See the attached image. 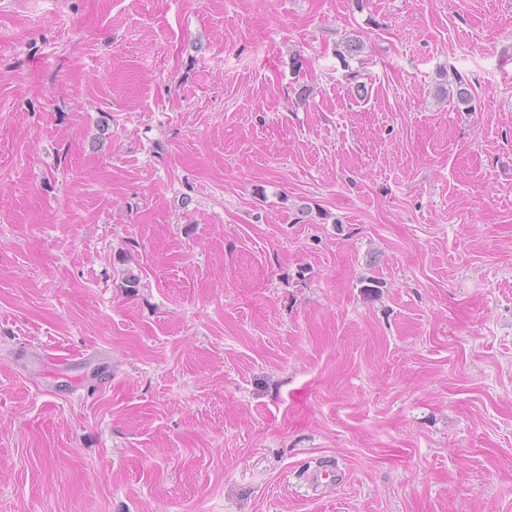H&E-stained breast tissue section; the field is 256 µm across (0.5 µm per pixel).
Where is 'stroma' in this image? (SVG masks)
I'll use <instances>...</instances> for the list:
<instances>
[{
	"label": "stroma",
	"mask_w": 512,
	"mask_h": 512,
	"mask_svg": "<svg viewBox=\"0 0 512 512\" xmlns=\"http://www.w3.org/2000/svg\"><path fill=\"white\" fill-rule=\"evenodd\" d=\"M0 512H512V0H0Z\"/></svg>",
	"instance_id": "35a3bbf8"
}]
</instances>
